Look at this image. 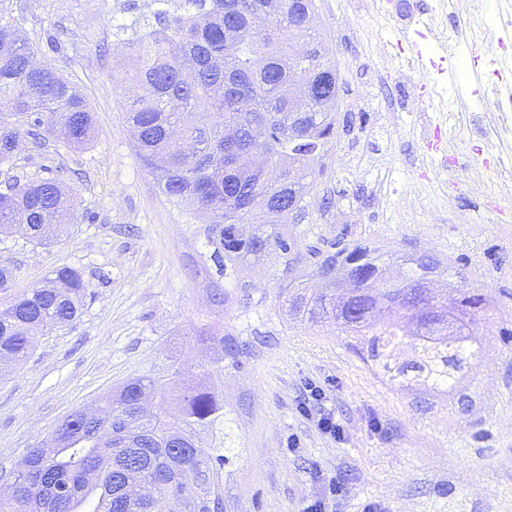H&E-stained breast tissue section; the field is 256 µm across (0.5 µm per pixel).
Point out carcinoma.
<instances>
[{
	"label": "carcinoma",
	"mask_w": 512,
	"mask_h": 512,
	"mask_svg": "<svg viewBox=\"0 0 512 512\" xmlns=\"http://www.w3.org/2000/svg\"><path fill=\"white\" fill-rule=\"evenodd\" d=\"M160 8L116 48L132 56L136 73L125 93V121L132 126L142 164L156 174L162 192L187 200L211 216L212 257L230 276L235 264L271 253L288 256L293 243L277 231L305 212L315 175L313 164L336 137V66L325 41L309 27L314 0H177ZM312 43L296 68L321 83L304 117L289 124L288 58ZM21 30L0 16V161L10 158L22 135H46L68 146L86 145L94 118L84 97L46 64ZM222 122L211 121L212 114ZM257 153L279 171L274 181L242 182L233 167L241 155ZM75 221L70 195L57 178L9 185L0 193V235L24 234L45 245L61 238ZM239 224L254 225L246 239ZM402 261L361 247L328 254L320 275L332 288L357 289L376 311L389 309L424 328L406 291L432 280L437 264L423 256L399 280H386V267ZM87 296L82 275L70 267L53 271L44 285L0 309V357L19 364L29 358L36 333L80 317ZM340 295H322L310 319H339ZM341 320V319H339ZM341 325L356 336L372 327L371 317L348 316ZM396 334L387 329L367 340L370 357L388 358ZM427 370L439 384L450 382L466 357L459 350L425 348ZM159 398L146 408L149 396ZM224 416V397L214 387L184 381L175 396L160 380L142 376L101 399L86 416L70 414L51 447L28 449L11 471L10 494L0 512H224L222 448H205L203 431Z\"/></svg>",
	"instance_id": "cac0c4a2"
}]
</instances>
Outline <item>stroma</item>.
Returning a JSON list of instances; mask_svg holds the SVG:
<instances>
[{"instance_id":"1","label":"stroma","mask_w":512,"mask_h":512,"mask_svg":"<svg viewBox=\"0 0 512 512\" xmlns=\"http://www.w3.org/2000/svg\"><path fill=\"white\" fill-rule=\"evenodd\" d=\"M367 2L326 0L313 16L339 73L338 135L315 164L303 217L279 227L294 248L240 263L227 279L211 257L207 217L162 193L124 118L116 27L151 15L155 0H137L133 14L124 0H0L38 62L78 87L95 120L82 148L26 136L0 162V191L56 177L78 216L49 246L0 236V263L16 272L0 308L63 266L88 286L80 318L0 369V469L125 382L152 376L174 388L180 369L224 396V418L206 440L228 459L226 512H302L326 477L349 489L332 512L370 502L384 512H512V179L497 165L512 140L490 145L483 92L451 80L455 58L433 38H404L420 12H440L439 30L458 26L478 54L488 42L512 45V29L496 27L492 0H391L386 10ZM425 85L454 111L421 110ZM437 136L447 152L429 149ZM492 208L505 223H487ZM338 241L431 257V286L449 304L465 291L485 296L466 318L475 356L452 387L413 371L420 352L402 315L375 323L399 334L383 367L342 326L289 304L291 280L322 291L316 270ZM314 385L341 439L303 411Z\"/></svg>"}]
</instances>
